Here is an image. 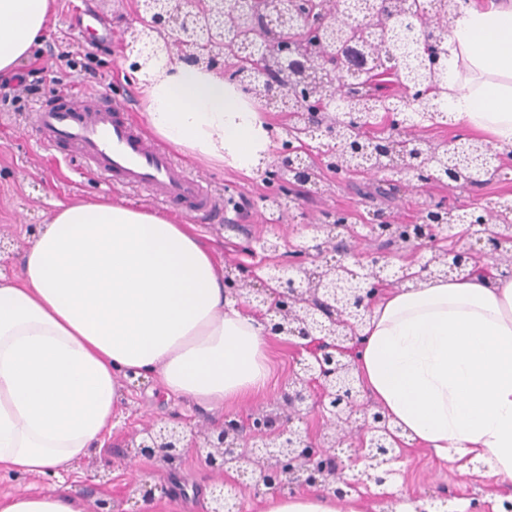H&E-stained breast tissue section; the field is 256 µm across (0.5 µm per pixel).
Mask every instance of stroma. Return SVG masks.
Segmentation results:
<instances>
[{"instance_id":"1","label":"stroma","mask_w":512,"mask_h":512,"mask_svg":"<svg viewBox=\"0 0 512 512\" xmlns=\"http://www.w3.org/2000/svg\"><path fill=\"white\" fill-rule=\"evenodd\" d=\"M103 16L112 28V42L94 47L83 37L72 34L71 21L88 12ZM137 18L135 0H53L46 40L34 46L13 74L0 77V238L8 243L0 254V275L20 278L21 255L35 240L57 203H84L102 197L133 206L151 207L145 193L122 188L106 181L86 167L68 148H48L40 141L33 108L36 103L56 99L61 91L75 89L101 94L129 107L137 125H144L139 93L123 79L130 69L125 57V31ZM42 71L43 81L36 94L18 86V79L31 69ZM181 167L209 182L227 214L223 217L187 214L171 206L161 214L176 224L190 225L211 250L218 270L254 264L248 251L258 240L282 235L294 244L310 240L308 225L317 223L323 212L347 211L356 225L371 221L381 209L397 223H413L424 205L444 199L453 207L470 204L481 196L490 205L512 202V158L502 159L500 169L480 189L452 188L430 183L409 194L366 199L355 191L356 185L378 186L380 175L351 176L336 179L321 172L313 194L286 191L283 180L266 178L262 171L246 175L231 166H213L177 154ZM278 197L279 215H272L266 200ZM296 356L292 345L278 339L269 341L270 376L266 385L244 399L198 405L169 396L154 378L125 384L126 399L104 448L93 449L77 461L66 480L53 473L30 475L0 472V496L6 494L53 493L61 483L76 486L87 505L107 501L115 512H138L141 483L153 487L157 497L177 505L179 512H209L214 485L205 479L204 467L195 453H187L174 465L135 457L129 442L132 435L148 425L179 421L196 431L206 432L223 424L225 416H247L252 411L273 405L288 380ZM408 462L402 473L401 493L420 496L427 512H493L486 501L491 481L482 474L460 477L456 470L440 466L427 450L405 448ZM448 492L447 498L434 497L435 487Z\"/></svg>"}]
</instances>
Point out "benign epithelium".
Instances as JSON below:
<instances>
[{
	"mask_svg": "<svg viewBox=\"0 0 512 512\" xmlns=\"http://www.w3.org/2000/svg\"><path fill=\"white\" fill-rule=\"evenodd\" d=\"M137 10L149 21L126 29L125 47L135 57L132 69H144L158 54L169 55L175 48L188 63L216 71L245 93L261 97L269 110L293 109L290 117L299 119L308 134H317L324 149L354 142L356 157L363 152L359 143L371 144L376 171L386 176L394 197L431 182L456 183L428 169L421 158L399 151L410 131L429 120L423 103L427 91L412 90L388 108L381 137L365 133L369 114L342 111L346 91L377 75L370 38L357 28L359 7L354 0H137ZM231 11L239 22L260 28L241 38L240 29L228 22ZM448 29L433 16L411 20L407 29L396 28L387 47L390 64L410 70L413 59L402 54L403 45H431L437 53ZM303 143L290 137L289 146L276 153L266 173L287 175L305 186L316 184V174L302 156ZM499 159L500 153L485 143L473 171L479 175ZM454 212L442 201L429 203L412 224H394L375 212L369 235L382 245L366 256L352 244L347 215L326 212L322 234L295 250L291 270L278 269L265 278L252 269L227 270L226 297L262 312L268 335L305 351L280 392L288 413L260 410L245 423L228 416L222 426L200 435L179 424L150 425L133 443L135 456L172 464L193 449L214 473L229 469L239 478L252 476L251 483L241 482L228 494L222 489L214 494L210 512H238L236 501L247 489L286 497L314 488L341 503L361 485L385 484L396 474L395 445L403 440L380 408L361 403V381L347 356L360 339L358 330L378 286L420 280L418 275L393 282L383 277L393 265L392 246L400 244L421 256L420 271L432 277L461 276L478 255L506 262L503 240L487 224L479 233L465 228L460 238L471 240L468 246L441 248L440 233L445 223H453ZM348 263L359 268V276L336 277V267ZM313 382L319 396L310 407ZM312 407L323 419L315 434L298 426ZM354 434V452L339 451L342 437Z\"/></svg>",
	"mask_w": 512,
	"mask_h": 512,
	"instance_id": "7a95c632",
	"label": "benign epithelium"
}]
</instances>
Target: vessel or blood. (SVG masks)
<instances>
[{
    "label": "vessel or blood",
    "instance_id": "1",
    "mask_svg": "<svg viewBox=\"0 0 512 512\" xmlns=\"http://www.w3.org/2000/svg\"><path fill=\"white\" fill-rule=\"evenodd\" d=\"M35 112L48 146H75L102 178L145 191L162 205L176 202L201 214L220 210L208 183L180 167L168 147L129 120L123 106L97 105L92 95L67 91L62 102H40Z\"/></svg>",
    "mask_w": 512,
    "mask_h": 512
}]
</instances>
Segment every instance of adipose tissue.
I'll list each match as a JSON object with an SVG mask.
<instances>
[{
	"instance_id": "1",
	"label": "adipose tissue",
	"mask_w": 512,
	"mask_h": 512,
	"mask_svg": "<svg viewBox=\"0 0 512 512\" xmlns=\"http://www.w3.org/2000/svg\"><path fill=\"white\" fill-rule=\"evenodd\" d=\"M445 40L448 112L512 148V0H457ZM50 0H0V75L46 32ZM151 130L187 155L253 171L270 148L254 99L175 61L136 76ZM0 275V469L67 474L111 433L119 374L157 376L203 402L242 398L269 377L268 339L224 297L210 250L183 224L103 200L57 204ZM356 354L361 382L406 444L470 475L487 464L512 499V277L427 278L372 307ZM0 512H83L72 490L0 497ZM264 512H364L318 494L268 497Z\"/></svg>"
}]
</instances>
